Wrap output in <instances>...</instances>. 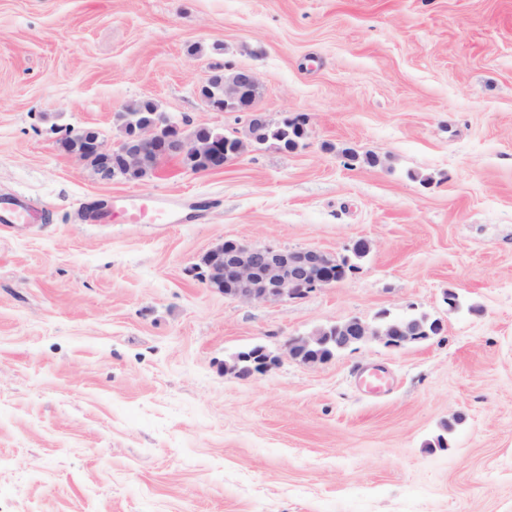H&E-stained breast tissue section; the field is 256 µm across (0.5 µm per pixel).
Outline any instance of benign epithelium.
Returning a JSON list of instances; mask_svg holds the SVG:
<instances>
[{"instance_id":"obj_1","label":"benign epithelium","mask_w":512,"mask_h":512,"mask_svg":"<svg viewBox=\"0 0 512 512\" xmlns=\"http://www.w3.org/2000/svg\"><path fill=\"white\" fill-rule=\"evenodd\" d=\"M259 81L255 72L238 68L229 73L212 76L200 89L207 107L217 112H247L248 139L251 144L264 142L262 129L266 117L255 109V90ZM128 128L126 137L108 147L97 133L90 134L84 148L73 152L81 160L94 162L104 180H110L120 171L127 175L141 170L147 155L156 152H173L190 157L202 154L216 155L224 148V134L201 141L197 130L188 129L172 121L165 113L155 112L151 121L135 119L131 109L121 113ZM339 261L325 251L308 248L280 251L251 243L227 240L212 247L197 267L198 278L207 287L224 296L244 301H280L304 297L317 289L340 281L336 276ZM430 332L407 318L388 328L370 324L359 318L320 329L310 336H298L288 340V357L306 364L323 363L333 355H324L321 348L339 352L355 345L378 340L388 347L428 338ZM259 359L255 367L245 370L239 366V358L224 365V372L239 379H248L257 373H266L280 364V358L265 347H256Z\"/></svg>"}]
</instances>
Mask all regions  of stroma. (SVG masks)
I'll return each instance as SVG.
<instances>
[{
  "instance_id": "stroma-1",
  "label": "stroma",
  "mask_w": 512,
  "mask_h": 512,
  "mask_svg": "<svg viewBox=\"0 0 512 512\" xmlns=\"http://www.w3.org/2000/svg\"><path fill=\"white\" fill-rule=\"evenodd\" d=\"M228 66L256 73L268 121H304L295 150L105 182L60 145H114L140 99L245 137L247 113L199 93ZM11 196L39 219L0 223V512H512V0H0ZM125 196L198 218L132 223ZM225 240L350 269L235 301L193 273ZM386 316L442 330L285 356ZM256 345L280 365L225 373ZM401 321L388 328L381 325L370 324L359 318H351L342 323L317 330L310 336H298L288 340V357L306 364L323 363L331 360L336 353L355 345L366 344L370 341H382L388 347H400L404 344L427 339L441 327L439 322H428V330L416 321L409 318H400ZM328 347L329 354L323 355L320 348Z\"/></svg>"
}]
</instances>
